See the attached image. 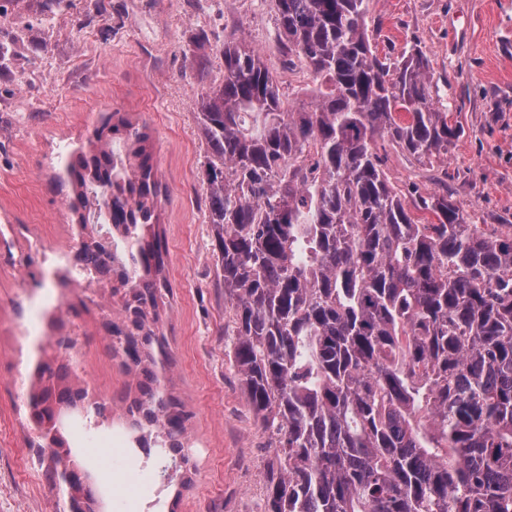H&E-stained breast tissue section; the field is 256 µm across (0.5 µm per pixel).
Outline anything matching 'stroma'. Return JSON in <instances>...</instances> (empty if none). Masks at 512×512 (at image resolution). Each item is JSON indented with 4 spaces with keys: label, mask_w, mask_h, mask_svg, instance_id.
<instances>
[{
    "label": "stroma",
    "mask_w": 512,
    "mask_h": 512,
    "mask_svg": "<svg viewBox=\"0 0 512 512\" xmlns=\"http://www.w3.org/2000/svg\"><path fill=\"white\" fill-rule=\"evenodd\" d=\"M89 0L48 11L25 0L11 16L16 37L13 77L0 79V218H9L10 254L0 256V512H64L60 488L43 476L29 446V363L36 339L26 333L51 300L35 304L21 286L18 259L31 239L48 250L75 244L65 198L52 176L68 145L100 113L120 110L146 123L162 185L170 292L161 309L171 348L174 394L192 417L187 442L190 485L182 493L162 476L169 455L130 448L105 457L82 445V410H68L62 429L100 490L98 512H123L129 477L142 491L143 512H266L264 475L274 437L252 411L234 367V312L215 285L213 232L205 217L204 157L194 102L201 87L184 56L203 39L210 84L223 80L219 46L240 38L277 76L287 107L314 94L299 60L288 57L272 0H111L107 13ZM368 35L378 55L395 58L418 42L433 82L448 102V122L462 134L448 146V184L458 206L486 230L512 224V0H375ZM384 169L404 193L434 190V168L409 162L392 146ZM85 289L65 303L78 314L64 326L79 335L85 372L75 381L119 400L129 378L111 356L97 308L80 309Z\"/></svg>",
    "instance_id": "35a3bbf8"
}]
</instances>
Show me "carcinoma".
<instances>
[{
  "instance_id": "cac0c4a2",
  "label": "carcinoma",
  "mask_w": 512,
  "mask_h": 512,
  "mask_svg": "<svg viewBox=\"0 0 512 512\" xmlns=\"http://www.w3.org/2000/svg\"><path fill=\"white\" fill-rule=\"evenodd\" d=\"M371 4L274 0L317 84L311 108H285L260 53L234 39L222 84L195 100L235 367L277 441L268 512H512V231L467 223L446 179L408 200L385 173L384 140L432 166L462 130L418 43L393 61L371 48ZM185 62L205 83L206 55ZM57 179L79 226L58 284L93 289L81 306L100 308L135 381L120 399L131 439L186 465L190 413L164 376L167 250L147 127L102 117ZM36 373L29 416L50 449L39 465L80 512L87 490L61 480L60 463H75L58 421L89 392L54 354Z\"/></svg>"
}]
</instances>
